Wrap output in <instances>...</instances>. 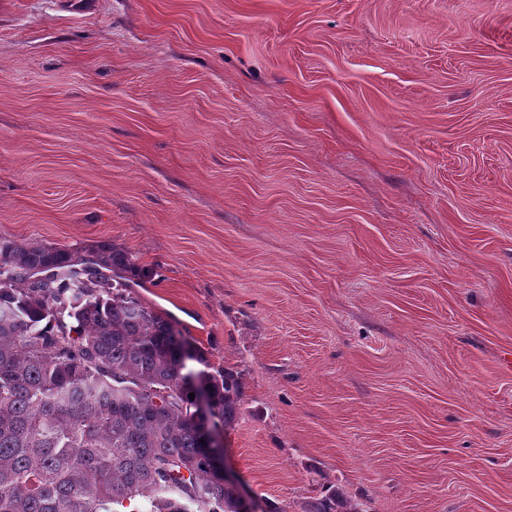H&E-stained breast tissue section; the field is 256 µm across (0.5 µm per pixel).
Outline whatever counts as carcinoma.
I'll use <instances>...</instances> for the list:
<instances>
[{"mask_svg":"<svg viewBox=\"0 0 512 512\" xmlns=\"http://www.w3.org/2000/svg\"><path fill=\"white\" fill-rule=\"evenodd\" d=\"M125 249L0 240V512H247L213 462L211 424L241 418L233 366L213 368L210 413L189 398L186 339L133 294ZM301 512H367L334 485Z\"/></svg>","mask_w":512,"mask_h":512,"instance_id":"carcinoma-1","label":"carcinoma"}]
</instances>
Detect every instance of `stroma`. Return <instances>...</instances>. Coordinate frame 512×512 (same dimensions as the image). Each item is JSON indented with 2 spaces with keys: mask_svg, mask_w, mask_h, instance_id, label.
Masks as SVG:
<instances>
[{
  "mask_svg": "<svg viewBox=\"0 0 512 512\" xmlns=\"http://www.w3.org/2000/svg\"><path fill=\"white\" fill-rule=\"evenodd\" d=\"M0 239L150 270L258 504L512 512V0H0ZM323 489L303 503L301 512H366L363 504L342 488L329 485Z\"/></svg>",
  "mask_w": 512,
  "mask_h": 512,
  "instance_id": "stroma-1",
  "label": "stroma"
}]
</instances>
